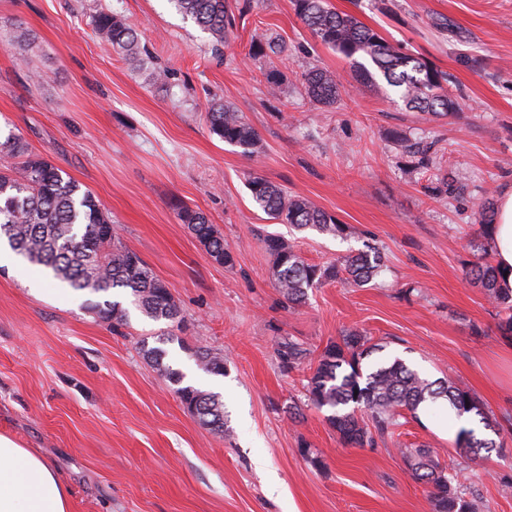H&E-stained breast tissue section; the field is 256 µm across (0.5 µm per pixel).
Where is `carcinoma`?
<instances>
[{
    "label": "carcinoma",
    "instance_id": "obj_1",
    "mask_svg": "<svg viewBox=\"0 0 512 512\" xmlns=\"http://www.w3.org/2000/svg\"><path fill=\"white\" fill-rule=\"evenodd\" d=\"M185 17L210 34L215 45L222 46L233 30L234 19L225 0H171ZM301 21L322 44L352 61L357 82L365 87L380 88L376 76L394 88L405 107L436 116L451 115L458 110L456 99L448 94L445 73L423 59L402 51L352 14L329 7L327 0H294ZM97 36L122 52L132 62L140 61L138 33L134 26L110 12H100L92 19ZM341 84L336 75L320 68L306 75L305 89L316 101L332 105L340 96ZM209 128L224 142L252 154L259 144L255 128L235 107L215 103L209 112ZM254 203L272 219L288 224L297 231L307 229L322 233H342L344 227L310 199L291 194L261 176L250 179ZM181 223L206 252L233 263L224 237L200 211L178 212ZM112 223L91 192L82 189L63 169L50 160L33 154L27 141L10 133L0 140V238L10 249L33 265L51 271L53 277L76 291L91 295L125 292L132 304L154 321L178 322L179 308L168 286L133 251L123 245L118 232L107 237L103 225ZM266 252L273 257L276 287L290 304L308 297V290L345 279L364 286L383 271L382 256L377 250L349 255L329 265L306 262L296 251L294 242L281 235L264 238ZM468 277L482 288L497 309L498 330L512 339V288L504 287L497 266L481 256L470 263ZM85 309L100 321L120 325L127 312L118 301L88 299ZM163 375L174 385L181 402L201 425L224 432V400L213 392L183 386V374L163 363L166 352L143 346ZM376 347L365 335L350 331L342 343L328 345L320 354L307 379L308 403L318 410L327 409L326 420L341 443L350 448L373 447L403 411L417 414L419 407L439 399L447 401L456 417L470 414L483 428L499 434L496 423L471 390L451 380L430 381L422 377L403 359L384 362L363 374L361 361ZM307 352L288 341L278 347L282 366L288 370L303 364ZM195 361L213 375H224V356L210 349L194 353ZM455 447L467 458H477L497 449L493 438L480 437L476 430L460 429ZM413 478L428 488V512H480L481 501L466 498L459 481L448 478L436 452L423 445L403 448Z\"/></svg>",
    "mask_w": 512,
    "mask_h": 512
}]
</instances>
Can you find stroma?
Listing matches in <instances>:
<instances>
[{
    "label": "stroma",
    "instance_id": "stroma-1",
    "mask_svg": "<svg viewBox=\"0 0 512 512\" xmlns=\"http://www.w3.org/2000/svg\"><path fill=\"white\" fill-rule=\"evenodd\" d=\"M328 3L446 72L459 110L436 119L390 87L354 88L348 63L304 26L293 0H226L235 29L221 47L171 0H0V136L21 134L89 190L182 318L169 328L120 293L129 317L115 328L84 309L86 293L41 268L0 265V433L59 472L71 512H424L425 487L402 455L420 444L482 512H512L501 484L512 477V342L466 276L485 243L481 202L512 187V0ZM103 9L137 27L141 63L95 35ZM19 27L31 45L14 44ZM272 36L285 52L253 64L251 42ZM313 66L349 93L330 107L310 98L302 75ZM155 71L167 72L165 85L150 82ZM216 101L256 129L255 153L210 133ZM255 175L307 197L345 232L269 219L251 197ZM182 206L215 225L232 265L212 260L179 221ZM267 233L295 239L311 264L371 246L385 267L365 286L339 279L291 306L271 275ZM166 330L175 337L166 363L222 394L226 432L202 426L143 356V339ZM351 330L377 346L364 371L399 357L429 380L471 389L503 452L460 457L443 402L403 413L373 448L344 447L325 412L291 418L322 350ZM285 339L307 351L299 369L280 364ZM199 347L223 354V375L197 366Z\"/></svg>",
    "mask_w": 512,
    "mask_h": 512
}]
</instances>
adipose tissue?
<instances>
[{"label":"adipose tissue","mask_w":512,"mask_h":512,"mask_svg":"<svg viewBox=\"0 0 512 512\" xmlns=\"http://www.w3.org/2000/svg\"><path fill=\"white\" fill-rule=\"evenodd\" d=\"M496 265L512 285V190L496 205L492 240ZM67 491L56 471L30 449L0 434V512H69Z\"/></svg>","instance_id":"1"}]
</instances>
